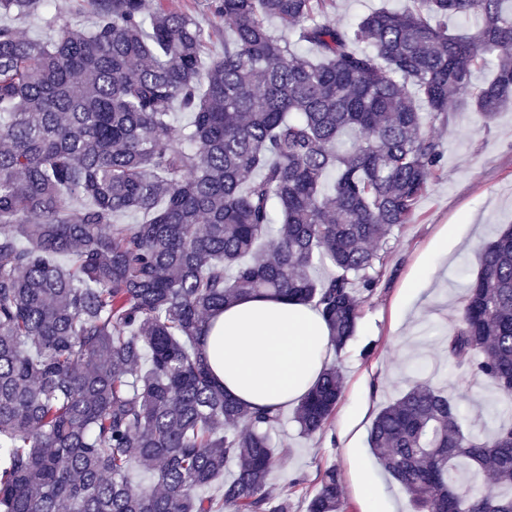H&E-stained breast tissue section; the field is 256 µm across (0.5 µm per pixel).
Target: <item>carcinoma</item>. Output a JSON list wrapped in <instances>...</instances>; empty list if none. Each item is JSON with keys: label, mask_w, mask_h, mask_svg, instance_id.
<instances>
[{"label": "carcinoma", "mask_w": 512, "mask_h": 512, "mask_svg": "<svg viewBox=\"0 0 512 512\" xmlns=\"http://www.w3.org/2000/svg\"><path fill=\"white\" fill-rule=\"evenodd\" d=\"M84 2L94 26L46 42L0 25V512H290L266 490L282 412L227 394L201 337L261 293L312 305L347 345L438 174L428 119L512 108V0H414L351 26L333 0H209L231 34L207 62L199 20L165 0ZM126 212L144 220L112 222ZM324 263L336 275L315 278ZM445 345L459 392H512V225L480 248ZM341 396L328 364L300 433L324 434ZM370 443L412 512H512V421L466 431L455 399L416 384ZM134 462L156 482L132 485ZM307 512H344L336 469Z\"/></svg>", "instance_id": "carcinoma-1"}]
</instances>
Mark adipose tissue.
Segmentation results:
<instances>
[{
    "label": "adipose tissue",
    "mask_w": 512,
    "mask_h": 512,
    "mask_svg": "<svg viewBox=\"0 0 512 512\" xmlns=\"http://www.w3.org/2000/svg\"><path fill=\"white\" fill-rule=\"evenodd\" d=\"M202 348L229 394L252 407L282 410L317 381L330 330L311 305L252 296L211 320Z\"/></svg>",
    "instance_id": "obj_1"
}]
</instances>
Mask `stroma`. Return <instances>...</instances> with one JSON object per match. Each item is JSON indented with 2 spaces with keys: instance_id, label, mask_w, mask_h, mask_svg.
<instances>
[{
  "instance_id": "stroma-1",
  "label": "stroma",
  "mask_w": 512,
  "mask_h": 512,
  "mask_svg": "<svg viewBox=\"0 0 512 512\" xmlns=\"http://www.w3.org/2000/svg\"><path fill=\"white\" fill-rule=\"evenodd\" d=\"M205 0H167L170 8L193 14L205 30L206 55L224 50L223 22L214 20ZM9 25L32 39L54 35L67 24L91 28L94 18L79 0H51ZM445 152L441 168L420 198L410 223L394 227L381 280L364 302L355 338L341 353L330 354L343 378V395L328 430L302 437L293 409H285L272 431L275 446L285 449L267 480L272 496L288 497L292 512H305L308 495L328 468L339 472L346 512H365L360 481L369 482L388 512H407L408 502L384 470L370 445L377 412L415 383H429L461 397L465 430L491 434L512 418V395L490 381L459 394L458 371L443 346L456 316L457 298L478 270L479 246L512 224V112L484 122L475 112H458L453 129L437 128ZM409 288L423 289L421 301H406Z\"/></svg>"
}]
</instances>
